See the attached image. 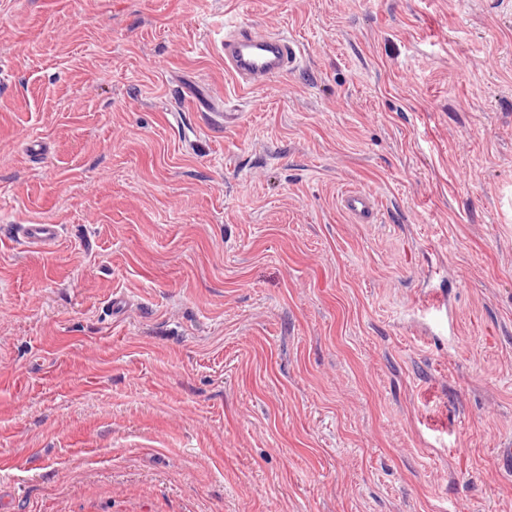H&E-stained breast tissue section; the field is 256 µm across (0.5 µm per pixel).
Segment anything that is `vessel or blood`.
<instances>
[{
    "mask_svg": "<svg viewBox=\"0 0 512 512\" xmlns=\"http://www.w3.org/2000/svg\"><path fill=\"white\" fill-rule=\"evenodd\" d=\"M224 67L237 81L252 87L293 69L301 51L293 39L281 34L261 35L250 25L234 23L224 28ZM344 210L359 224L374 223L378 204L371 193L348 190L341 197ZM15 237L38 247L54 246L60 237L56 224H18Z\"/></svg>",
    "mask_w": 512,
    "mask_h": 512,
    "instance_id": "obj_1",
    "label": "vessel or blood"
}]
</instances>
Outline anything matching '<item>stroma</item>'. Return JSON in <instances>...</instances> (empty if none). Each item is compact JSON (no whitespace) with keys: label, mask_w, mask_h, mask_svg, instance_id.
<instances>
[{"label":"stroma","mask_w":512,"mask_h":512,"mask_svg":"<svg viewBox=\"0 0 512 512\" xmlns=\"http://www.w3.org/2000/svg\"><path fill=\"white\" fill-rule=\"evenodd\" d=\"M503 448L512 0H0V512H512ZM224 67L246 87L265 83L293 69L301 51L282 34L260 35L249 24L224 26ZM344 210L358 224H373L378 215V204L371 193L348 190L341 197ZM58 224H16L14 236L27 244L48 248L55 245L60 237Z\"/></svg>","instance_id":"1"}]
</instances>
